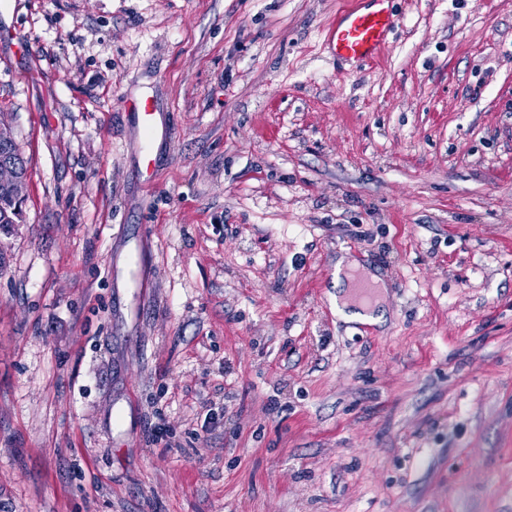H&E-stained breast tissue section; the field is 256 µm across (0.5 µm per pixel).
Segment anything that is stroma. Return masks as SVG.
Wrapping results in <instances>:
<instances>
[{
    "label": "stroma",
    "mask_w": 512,
    "mask_h": 512,
    "mask_svg": "<svg viewBox=\"0 0 512 512\" xmlns=\"http://www.w3.org/2000/svg\"><path fill=\"white\" fill-rule=\"evenodd\" d=\"M350 3L0 0L7 512H512V0H396L340 63ZM394 0H356L332 21L327 42L341 61H371L380 57L396 23ZM123 106L134 114L142 136L137 147L136 174L143 182L150 183L154 177L155 167L153 145L159 136L166 135V130L159 124L158 112L149 98H126ZM4 161H10L16 167L19 176L22 179V183L26 187L27 162L19 152L12 133L7 140L3 139L0 141V162L2 163ZM24 197L18 201L13 193L0 186V227H13L12 224H20L22 219V203Z\"/></svg>",
    "instance_id": "stroma-1"
}]
</instances>
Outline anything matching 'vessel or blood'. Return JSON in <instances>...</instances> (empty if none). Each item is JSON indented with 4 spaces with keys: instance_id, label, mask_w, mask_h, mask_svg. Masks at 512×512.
<instances>
[{
    "instance_id": "1",
    "label": "vessel or blood",
    "mask_w": 512,
    "mask_h": 512,
    "mask_svg": "<svg viewBox=\"0 0 512 512\" xmlns=\"http://www.w3.org/2000/svg\"><path fill=\"white\" fill-rule=\"evenodd\" d=\"M392 3L393 0H355L353 6L336 16L327 33L328 45L336 59H378L396 23ZM123 106L133 113L142 136L137 147L136 174L143 182H151L155 167L153 145L165 129L159 124L150 99H127Z\"/></svg>"
}]
</instances>
